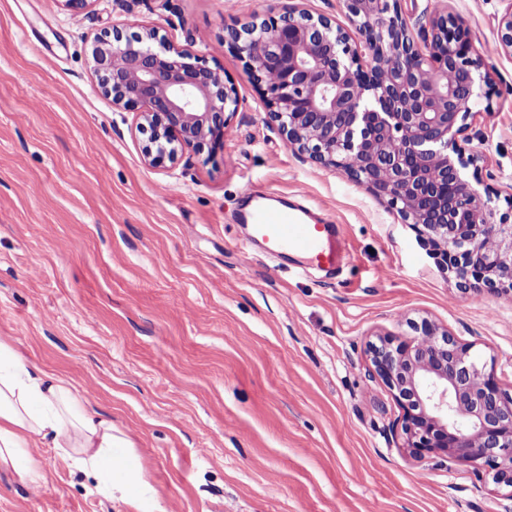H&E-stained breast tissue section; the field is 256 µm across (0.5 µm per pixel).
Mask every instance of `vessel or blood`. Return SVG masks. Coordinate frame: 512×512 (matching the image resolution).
Here are the masks:
<instances>
[{"label":"vessel or blood","mask_w":512,"mask_h":512,"mask_svg":"<svg viewBox=\"0 0 512 512\" xmlns=\"http://www.w3.org/2000/svg\"><path fill=\"white\" fill-rule=\"evenodd\" d=\"M251 200V207L241 214L242 222L251 229L246 246L259 243L272 255H297L304 270H332L341 263L337 224L314 218L311 209L299 202L283 203L259 194L252 195Z\"/></svg>","instance_id":"obj_1"}]
</instances>
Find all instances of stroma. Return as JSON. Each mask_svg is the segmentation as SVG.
Instances as JSON below:
<instances>
[{
	"label": "stroma",
	"instance_id": "stroma-1",
	"mask_svg": "<svg viewBox=\"0 0 512 512\" xmlns=\"http://www.w3.org/2000/svg\"><path fill=\"white\" fill-rule=\"evenodd\" d=\"M483 55L491 96L458 136L512 210V0H442ZM276 0H0V340L72 382L131 444L135 497L105 496L74 457L31 451L38 482L0 468V512H512L473 461L415 459L401 411L367 376L368 342L429 319L512 388V296L461 295L386 201L289 148L226 26ZM155 27L222 69L240 106L224 147L153 168L132 112L97 86L89 46ZM80 111H73V104ZM341 227L339 274L245 251V189ZM497 40L496 50L512 56V6L498 21Z\"/></svg>",
	"mask_w": 512,
	"mask_h": 512
}]
</instances>
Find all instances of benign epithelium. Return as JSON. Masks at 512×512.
Wrapping results in <instances>:
<instances>
[{
	"instance_id": "7a95c632",
	"label": "benign epithelium",
	"mask_w": 512,
	"mask_h": 512,
	"mask_svg": "<svg viewBox=\"0 0 512 512\" xmlns=\"http://www.w3.org/2000/svg\"><path fill=\"white\" fill-rule=\"evenodd\" d=\"M397 2L344 0L364 37L358 48L296 0H281L272 19L253 14L226 27L222 44L246 60L289 147L386 199L460 293L512 294V214L477 188L478 175L466 176L478 157L456 143L482 61L462 21L435 10L415 35ZM496 50L512 56V8L498 21ZM91 58L112 107L138 115L149 166L224 147L239 99L191 46L155 27L115 25L94 40ZM471 349L424 320L414 336L368 343V376L402 410L410 456L472 460L512 488V388Z\"/></svg>"
}]
</instances>
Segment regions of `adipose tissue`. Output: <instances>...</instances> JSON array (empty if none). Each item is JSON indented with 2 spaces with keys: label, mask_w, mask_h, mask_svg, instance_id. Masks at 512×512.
I'll return each instance as SVG.
<instances>
[{
  "label": "adipose tissue",
  "mask_w": 512,
  "mask_h": 512,
  "mask_svg": "<svg viewBox=\"0 0 512 512\" xmlns=\"http://www.w3.org/2000/svg\"><path fill=\"white\" fill-rule=\"evenodd\" d=\"M38 444L75 454L87 477L130 494L131 483L115 478L128 461L129 441L82 406L72 383L28 368L0 341V465L22 470L27 448Z\"/></svg>",
  "instance_id": "1"
}]
</instances>
